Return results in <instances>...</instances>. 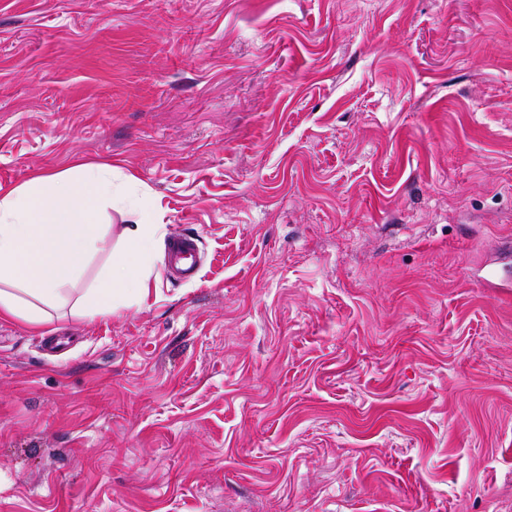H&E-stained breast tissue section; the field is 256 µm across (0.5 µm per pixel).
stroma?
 <instances>
[{
  "label": "stroma",
  "instance_id": "obj_1",
  "mask_svg": "<svg viewBox=\"0 0 512 512\" xmlns=\"http://www.w3.org/2000/svg\"><path fill=\"white\" fill-rule=\"evenodd\" d=\"M78 161L202 266L0 321V512H512V0H0V187Z\"/></svg>",
  "mask_w": 512,
  "mask_h": 512
}]
</instances>
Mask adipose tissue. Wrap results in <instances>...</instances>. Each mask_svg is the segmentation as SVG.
<instances>
[{
  "label": "adipose tissue",
  "mask_w": 512,
  "mask_h": 512,
  "mask_svg": "<svg viewBox=\"0 0 512 512\" xmlns=\"http://www.w3.org/2000/svg\"><path fill=\"white\" fill-rule=\"evenodd\" d=\"M112 172L109 164L79 163L0 190V320L40 328L64 307L93 319L147 299L164 226L118 188ZM108 208L126 222L117 228L105 271L82 292L83 265L100 249Z\"/></svg>",
  "instance_id": "adipose-tissue-1"
}]
</instances>
